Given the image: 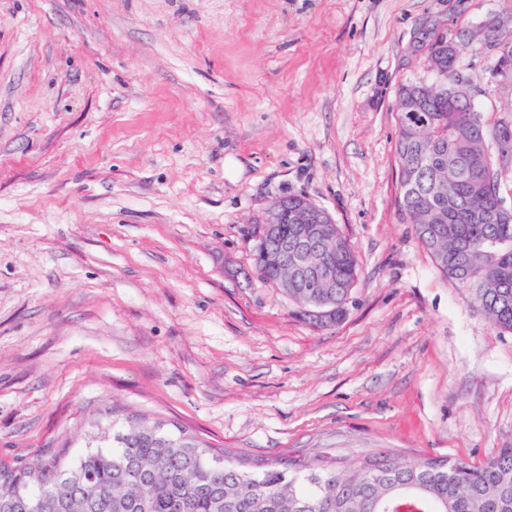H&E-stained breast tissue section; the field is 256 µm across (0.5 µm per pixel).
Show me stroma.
Segmentation results:
<instances>
[{"label":"stroma","instance_id":"stroma-1","mask_svg":"<svg viewBox=\"0 0 512 512\" xmlns=\"http://www.w3.org/2000/svg\"><path fill=\"white\" fill-rule=\"evenodd\" d=\"M512 0H0V460L76 457L112 406L231 458L392 449L480 465L512 442V332L398 210L396 98L436 35L512 125ZM301 194L362 261L315 329L253 272ZM494 19H503L506 21L497 31H493V35L489 40L491 46H498L501 52L494 76L500 78L501 82H509L512 84V41H503L502 39L503 31L506 29L507 25L512 24V17L510 16L506 19L498 17Z\"/></svg>","mask_w":512,"mask_h":512}]
</instances>
